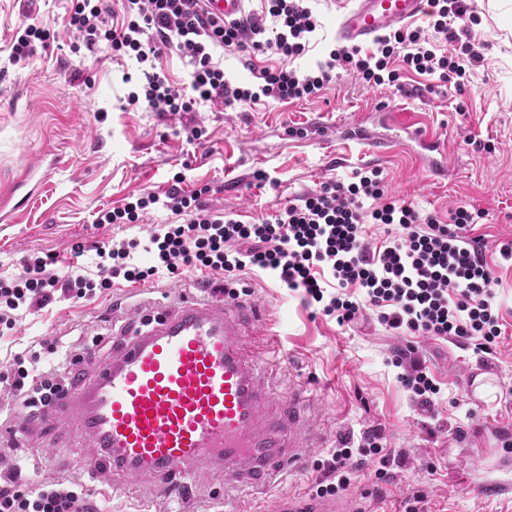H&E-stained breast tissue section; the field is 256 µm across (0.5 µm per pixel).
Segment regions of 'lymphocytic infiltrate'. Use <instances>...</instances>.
Wrapping results in <instances>:
<instances>
[{
  "label": "lymphocytic infiltrate",
  "instance_id": "1",
  "mask_svg": "<svg viewBox=\"0 0 512 512\" xmlns=\"http://www.w3.org/2000/svg\"><path fill=\"white\" fill-rule=\"evenodd\" d=\"M68 24L87 50L108 42L141 63L142 90L128 101L155 112H188L195 101L231 105L315 96L331 81L336 65L369 83L395 82L389 65L393 58L419 73L438 76L463 90L468 70L479 65L482 54L472 40L462 39L453 21L473 13L470 0H432L433 36L422 29L395 31L380 36L369 54L356 48L331 50L316 72L300 73L284 67L263 69L259 90L232 84L213 58L215 50L271 52L286 58L308 48L319 22L306 0H266L267 12L280 27L267 31L261 17L247 14L241 21L224 23L210 17L201 0H71ZM444 36L452 52H442L436 42ZM177 51L192 67L188 88L171 84L161 72L168 51ZM208 187L186 192L171 185L164 195H129L120 207L99 210V224H135L157 205L177 218L173 224L155 225L147 262L135 260L136 240L112 239L91 244L78 241L73 257L91 251L96 255L95 276L77 272H51L53 257L30 256L22 270L0 276V326L13 328L17 319L41 311L51 303L95 297L122 280L138 283L159 273L184 270L213 275L251 271L279 287L301 293L305 302L318 303L324 315L338 325L354 322L369 308L386 329L410 336L474 342L487 354L501 333L500 308L493 288L498 279L488 265L483 243L467 238L475 222L469 205L451 209L447 222L422 214L415 206L388 194L378 169L359 171L355 182H323L301 203L288 204L272 219L246 224L223 213L206 212L202 200ZM374 200L364 212V200ZM397 227L399 234L385 244L371 246L365 220ZM22 355L0 372V383L16 393L17 410L34 421L51 399L71 384L66 364L48 370L24 368ZM398 376L410 392L417 410L427 418L436 415L440 387L426 371L416 347L401 351L394 360ZM384 430L373 426L359 439L342 440L322 461L324 477L317 496H332L351 486V476L367 457L376 455L389 465ZM0 512H92L86 496L67 480L30 487L21 469L0 476Z\"/></svg>",
  "mask_w": 512,
  "mask_h": 512
}]
</instances>
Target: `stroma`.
Masks as SVG:
<instances>
[{
	"mask_svg": "<svg viewBox=\"0 0 512 512\" xmlns=\"http://www.w3.org/2000/svg\"><path fill=\"white\" fill-rule=\"evenodd\" d=\"M320 21L302 56L273 53L251 58L216 52L232 84L258 88L262 69H317L337 45L336 0H308ZM476 23L468 27L482 46L463 92L437 77L400 68L398 86L363 83L345 70L317 96L282 103L261 99L231 106L201 103L194 111L154 112L127 102L139 90L140 66L113 56L108 46L75 48L68 27L70 0H0V195L22 165L49 152L61 154L29 207L12 223H0V275L19 273L27 255H51L55 271H66L77 241L135 239L147 243L151 228L173 222L154 208L140 224H99L95 214L122 206L130 193H161L174 176L193 191L210 185L208 212L237 215L247 224L274 216L333 179L353 182L357 170L379 168L389 194L412 202L425 214L447 221L449 210L472 205L484 216L468 234L484 240L486 260L496 270L494 287L502 334L481 368L473 345L399 335L363 311L349 326L306 306L268 278L251 272L227 276L189 271L141 282H120L90 300L56 302L20 317L0 333V364L34 341L57 346L65 358L75 346L112 355V328L171 304L178 290L198 283L249 290L267 330H256L244 347L261 362L262 386L277 397L297 385L309 391L302 417L308 465L288 476L265 499L244 485H224L206 468L191 476V497L180 503L173 490L149 479L86 486L70 463L87 447L77 430L50 433L29 429L13 412V395L0 388V473L21 468L35 481L67 479L81 485L96 512H218L221 499L240 512H274L282 496L314 494L317 465L340 438L379 425L387 448L403 464L378 482L377 459H369L353 486L359 512H402L413 493L426 496L428 512H512V256L500 248L512 242V0H475ZM34 23L54 40L37 46L26 66L9 64L10 40L18 26ZM412 118L448 149V172L436 177L423 167L399 125ZM364 122L390 141L382 157L340 138L337 126ZM201 128V139L189 137ZM415 346L439 382L438 413L420 415L391 363L397 351Z\"/></svg>",
	"mask_w": 512,
	"mask_h": 512,
	"instance_id": "35a3bbf8",
	"label": "stroma"
}]
</instances>
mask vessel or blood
<instances>
[{
    "instance_id": "obj_1",
    "label": "vessel or blood",
    "mask_w": 512,
    "mask_h": 512,
    "mask_svg": "<svg viewBox=\"0 0 512 512\" xmlns=\"http://www.w3.org/2000/svg\"><path fill=\"white\" fill-rule=\"evenodd\" d=\"M206 12L232 21L246 0H202ZM429 0H342L336 39L347 47L374 43L383 33L425 18ZM434 175H442L438 140L406 126ZM42 160L26 165L0 198V219L30 203V187L45 183ZM245 299L182 296L157 315L119 328L111 358H85L73 368L68 394L42 412L46 426H75L89 453L74 466L93 480L154 478L182 486L204 462L229 484L267 489L304 462L302 392L273 410L259 383L256 358L242 345L250 325ZM348 495L278 499L276 512H347Z\"/></svg>"
}]
</instances>
